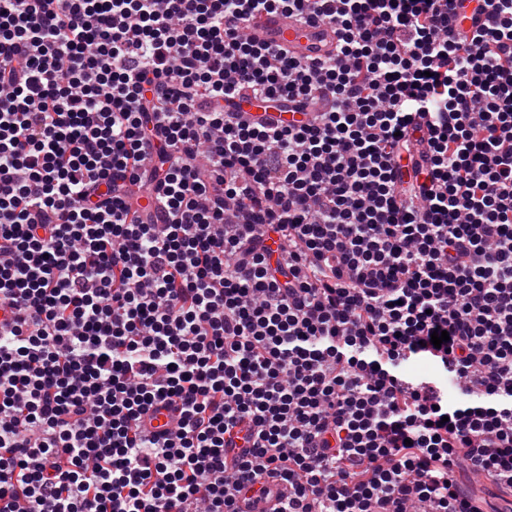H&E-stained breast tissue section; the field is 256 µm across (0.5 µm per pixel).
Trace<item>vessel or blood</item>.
Listing matches in <instances>:
<instances>
[{"label": "vessel or blood", "instance_id": "b4317fda", "mask_svg": "<svg viewBox=\"0 0 512 512\" xmlns=\"http://www.w3.org/2000/svg\"><path fill=\"white\" fill-rule=\"evenodd\" d=\"M247 34L264 45L283 49L306 62H319L336 53L338 33L325 21L301 23L287 12L264 13L246 25ZM232 117L251 124L274 123L280 126L302 124L311 120L310 112L295 111L293 106L279 105L253 98L240 97L225 103Z\"/></svg>", "mask_w": 512, "mask_h": 512}]
</instances>
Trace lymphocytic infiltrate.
I'll use <instances>...</instances> for the list:
<instances>
[{"label":"lymphocytic infiltrate","instance_id":"lymphocytic-infiltrate-1","mask_svg":"<svg viewBox=\"0 0 512 512\" xmlns=\"http://www.w3.org/2000/svg\"><path fill=\"white\" fill-rule=\"evenodd\" d=\"M458 8L0 0V512H484L465 479L512 489V0L468 30ZM278 10L332 22L336 55L247 37ZM243 91L333 105L227 120ZM417 355L471 403L406 377Z\"/></svg>","mask_w":512,"mask_h":512}]
</instances>
